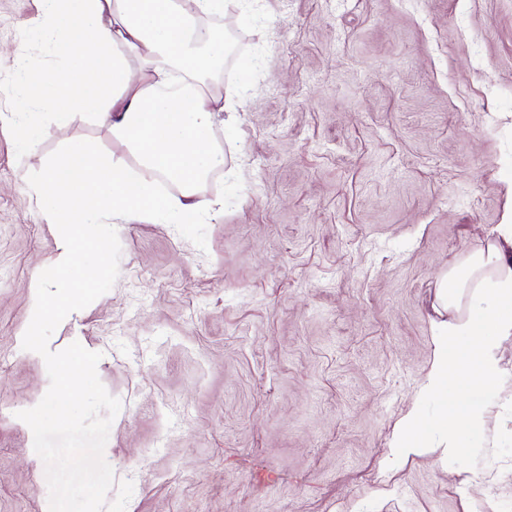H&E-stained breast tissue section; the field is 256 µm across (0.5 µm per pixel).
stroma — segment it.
<instances>
[{
	"instance_id": "stroma-1",
	"label": "stroma",
	"mask_w": 512,
	"mask_h": 512,
	"mask_svg": "<svg viewBox=\"0 0 512 512\" xmlns=\"http://www.w3.org/2000/svg\"><path fill=\"white\" fill-rule=\"evenodd\" d=\"M43 0H0V110L26 105L18 58ZM237 93L224 167L194 224H108L73 275L92 298L45 330L79 343L39 438L26 417L57 372L23 332L61 230L29 184L93 140L78 113L33 153L0 124V512H512V337L469 451L392 445L430 369L440 285L512 218V0H241L212 17Z\"/></svg>"
}]
</instances>
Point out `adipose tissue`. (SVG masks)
Instances as JSON below:
<instances>
[{
  "label": "adipose tissue",
  "mask_w": 512,
  "mask_h": 512,
  "mask_svg": "<svg viewBox=\"0 0 512 512\" xmlns=\"http://www.w3.org/2000/svg\"><path fill=\"white\" fill-rule=\"evenodd\" d=\"M236 0H47L37 40L46 42L63 68L38 72L20 65L17 82L32 87L43 113L16 121L22 149H38L53 127L74 113L92 117L124 145L125 155L90 142L67 146L48 160L31 184L36 207L49 224H187L213 203L202 193L206 176L224 165L212 129L227 105L208 89L224 62V39L203 26ZM182 91L169 93L173 83ZM162 173L176 192L138 181L133 167ZM101 236L73 232L59 241L53 262L55 298L37 300L28 325L43 335L49 321L67 317L90 299L95 282L73 277L77 255L102 251ZM442 299L449 311L435 336L432 367L418 402L402 417L394 447L403 453L428 445L421 402L448 397L446 446L456 458L470 446L499 391V351L512 336V221L497 225L485 248L445 275Z\"/></svg>",
  "instance_id": "1"
}]
</instances>
